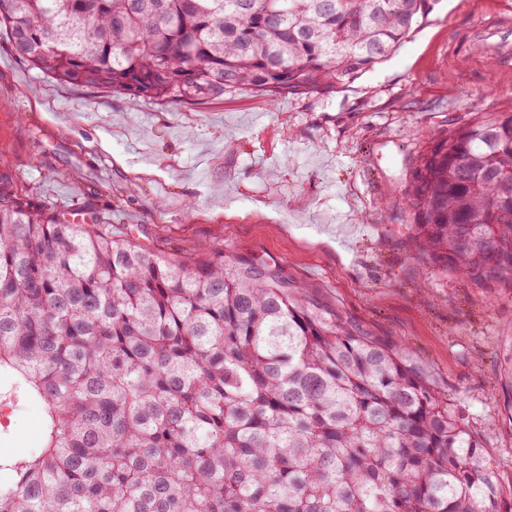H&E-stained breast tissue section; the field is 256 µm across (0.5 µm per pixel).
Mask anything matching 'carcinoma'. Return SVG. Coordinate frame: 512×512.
<instances>
[{"label":"carcinoma","instance_id":"obj_1","mask_svg":"<svg viewBox=\"0 0 512 512\" xmlns=\"http://www.w3.org/2000/svg\"><path fill=\"white\" fill-rule=\"evenodd\" d=\"M431 0H0V39L60 84L160 101L343 87ZM415 248L512 281V114L437 134L407 186ZM0 512H512L492 451L391 347L264 262L174 260L0 178ZM2 413L0 421L5 431L0 435L1 453L22 455L41 446L44 413L38 402L21 400L16 407L2 409Z\"/></svg>","mask_w":512,"mask_h":512}]
</instances>
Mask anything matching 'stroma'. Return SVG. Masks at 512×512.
Instances as JSON below:
<instances>
[{
    "mask_svg": "<svg viewBox=\"0 0 512 512\" xmlns=\"http://www.w3.org/2000/svg\"><path fill=\"white\" fill-rule=\"evenodd\" d=\"M512 0H435L351 84L190 104L60 85L0 40V174L37 209L132 228L172 259L214 248L277 264L304 298L395 348L462 408L512 495V282L437 269L411 244L405 188L433 135L512 113L473 29ZM33 400L0 412V451L41 445Z\"/></svg>",
    "mask_w": 512,
    "mask_h": 512,
    "instance_id": "1",
    "label": "stroma"
}]
</instances>
